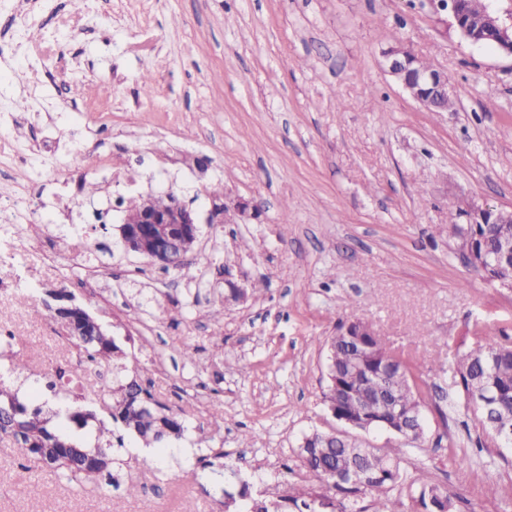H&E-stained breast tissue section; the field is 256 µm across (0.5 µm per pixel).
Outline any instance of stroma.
<instances>
[{"mask_svg":"<svg viewBox=\"0 0 512 512\" xmlns=\"http://www.w3.org/2000/svg\"><path fill=\"white\" fill-rule=\"evenodd\" d=\"M20 11L0 99L24 121H0V132L36 154L46 181L28 202L24 246L54 244L74 281L84 271L66 240L102 246L111 311L80 289L74 301L130 371L147 370L155 397L184 411L188 430L159 471L123 464L116 483L84 488L2 440L0 512H220L198 464L214 448L256 486L286 465L303 474V435L337 426L322 401L319 340L356 319L419 359L432 393L407 483L447 490L454 512H512V447L459 466L478 425L453 392L465 326L512 345V292L466 265L448 232L469 199L512 206V59L465 42L422 0H0V27ZM396 38L447 72L454 111H426L389 76L383 53ZM92 99L110 111L73 116ZM95 148L109 155L104 177L87 174L72 193L69 165L82 151L93 166ZM216 186L225 206L260 212L201 225L180 273L118 246L120 200L172 192L203 211ZM261 277L266 290L250 294ZM233 285L246 298L232 300ZM438 390L449 394L441 411ZM488 467L499 472L493 493ZM133 475L144 488L135 497L123 489Z\"/></svg>","mask_w":512,"mask_h":512,"instance_id":"35a3bbf8","label":"stroma"}]
</instances>
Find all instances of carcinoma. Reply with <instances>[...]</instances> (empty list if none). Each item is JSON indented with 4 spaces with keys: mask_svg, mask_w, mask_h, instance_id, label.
I'll use <instances>...</instances> for the list:
<instances>
[{
    "mask_svg": "<svg viewBox=\"0 0 512 512\" xmlns=\"http://www.w3.org/2000/svg\"><path fill=\"white\" fill-rule=\"evenodd\" d=\"M451 232L460 238L463 250L477 254L512 241V224H492L485 217L470 226L454 221ZM54 318L65 324L86 361L112 363V422L96 418L88 409L92 399L81 395L60 404L56 424L50 427L42 407L31 408L0 387V439L13 442L28 459L86 486L102 478L112 480L113 465L120 463L114 447H125L119 436L115 444L99 443L88 449L90 423H98V439L113 435L115 423L139 447L161 453L184 436L185 420L155 399L150 379L128 378L124 350L97 319L80 306H58ZM325 346L326 407L347 417L363 416L377 425L396 423L400 429L424 423L426 389L417 374L419 361L392 350L376 328L360 321L339 326ZM459 347L463 352L456 361L455 384L460 398H465L469 385L484 384L493 394L501 429L512 436V347L490 340L477 325L467 330ZM418 443L404 439L397 448H368L362 456L348 438L315 430L302 437L297 453L323 489L279 480L255 494L250 482L232 469L234 480L221 489L224 512H403L404 504L394 491L403 480L401 462ZM373 491L380 492L379 497L370 506L361 505ZM450 501L448 491L436 485L424 484L415 492L418 512H448Z\"/></svg>",
    "mask_w": 512,
    "mask_h": 512,
    "instance_id": "obj_1",
    "label": "carcinoma"
}]
</instances>
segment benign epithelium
<instances>
[{
    "label": "benign epithelium",
    "mask_w": 512,
    "mask_h": 512,
    "mask_svg": "<svg viewBox=\"0 0 512 512\" xmlns=\"http://www.w3.org/2000/svg\"><path fill=\"white\" fill-rule=\"evenodd\" d=\"M436 14L446 12L452 19V24L460 35L469 43L475 45L477 41L474 33L481 30L491 32L498 42L506 48V55H512V0L507 8H487L475 18H468L466 23H461V0H427ZM387 72L408 92L410 96L429 112H443L442 104L453 95V89L448 82V75L441 69L411 68L410 58L415 53L401 43H396L384 53ZM468 215L466 223H472L475 215H485L494 224H512V206L502 208L486 201L474 200L467 204ZM222 224L224 223V203L213 202L206 218H201L199 213L189 207L178 196L171 199L170 208L159 212L152 207L149 199H144L138 221L134 227H129L128 222H123L119 227L120 237L125 249H133V242L144 235H149L159 242V250L156 254H142L158 269H165L166 260L164 254L172 253L182 247L180 240L171 234L170 228L186 230L193 238H198V224Z\"/></svg>",
    "instance_id": "benign-epithelium-1"
}]
</instances>
